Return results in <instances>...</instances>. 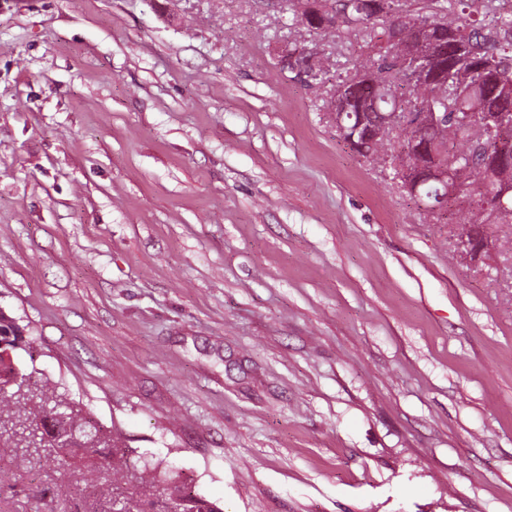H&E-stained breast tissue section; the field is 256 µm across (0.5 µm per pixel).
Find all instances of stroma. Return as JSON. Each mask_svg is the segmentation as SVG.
<instances>
[{
	"mask_svg": "<svg viewBox=\"0 0 512 512\" xmlns=\"http://www.w3.org/2000/svg\"><path fill=\"white\" fill-rule=\"evenodd\" d=\"M363 40L292 0H0L13 363L223 512H512V224L456 257L466 214L338 135ZM300 9L302 11H307L308 14H310L309 16L306 15L305 13L301 14L300 13V19H301V22L302 24L310 31V32H314L316 34H325L327 33V29L323 28L322 27V22H323V16L325 17V20L323 22V24H327V21H330V24L333 28H336V27H343V26H346L348 25V22L342 18V17H338L336 19V15H334L333 17H329L327 18L326 15H324V11L321 10L319 11V14L322 15V16H319L317 13H311L313 10H314V7L311 6V5H308V4H304V3H301V7ZM291 49L293 48L281 50L279 55L281 67L302 77H305V74L319 73L312 76L310 80H321L325 72H320L326 68V60L316 50L298 48L288 52Z\"/></svg>",
	"mask_w": 512,
	"mask_h": 512,
	"instance_id": "obj_1",
	"label": "stroma"
}]
</instances>
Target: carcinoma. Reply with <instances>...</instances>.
Wrapping results in <instances>:
<instances>
[{
  "instance_id": "carcinoma-1",
  "label": "carcinoma",
  "mask_w": 512,
  "mask_h": 512,
  "mask_svg": "<svg viewBox=\"0 0 512 512\" xmlns=\"http://www.w3.org/2000/svg\"><path fill=\"white\" fill-rule=\"evenodd\" d=\"M321 2L327 14L345 8L352 16L373 3L379 5L372 22L359 26L366 37L365 62L336 88L349 98L344 122L354 125L357 113L365 112L367 125L374 127L387 112L389 102L382 97L370 100V86L357 78L364 68L371 70L376 85H389L406 99V111L415 112L418 104L426 102L433 111L448 114V133L427 130L419 134L406 120L396 132L380 137L373 144V153L389 159L392 166L406 159L425 162L426 155L405 151L416 139L418 144L446 154L448 185L457 189V201L467 204V224H512V194L497 200L495 174L485 162L488 153L512 150V98L491 96L497 82L512 84V13L497 14L486 25L478 18L479 6L494 0H430L443 12H455L456 18L431 23V15L426 13L415 15L412 26L401 24L405 41L427 42L438 52L436 66H445L432 83L414 87L399 76L402 52L390 40L394 20L401 18V0ZM458 64L469 73L463 84L452 73ZM489 202L492 216L484 213ZM60 408L63 416L53 419V425L77 431L93 456L107 450L101 454L105 462L89 460L79 465L67 449L55 446L46 420ZM86 423L81 411L47 383L32 386L23 374L15 390L0 387V439L10 442L16 470L39 468L52 478L51 485L45 487L51 495L49 512H222L180 479V474L142 457L131 461L129 449L101 431L84 433Z\"/></svg>"
}]
</instances>
